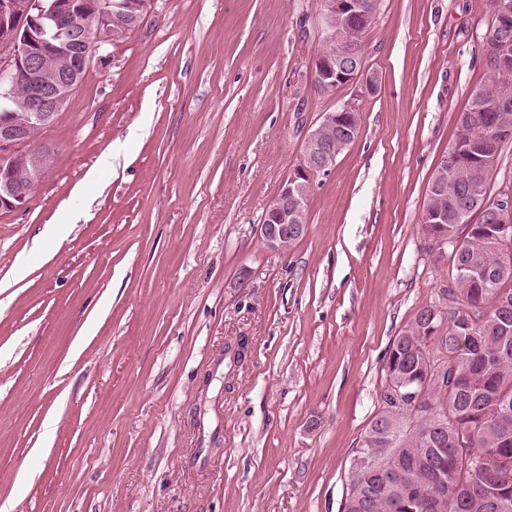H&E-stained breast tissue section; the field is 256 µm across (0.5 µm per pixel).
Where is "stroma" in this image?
I'll return each instance as SVG.
<instances>
[{"instance_id":"obj_1","label":"stroma","mask_w":512,"mask_h":512,"mask_svg":"<svg viewBox=\"0 0 512 512\" xmlns=\"http://www.w3.org/2000/svg\"><path fill=\"white\" fill-rule=\"evenodd\" d=\"M320 12L154 0L38 132L52 167L0 211V512H338L389 344L446 303L420 214L491 10L381 0L359 135L277 252L264 209L336 107Z\"/></svg>"}]
</instances>
